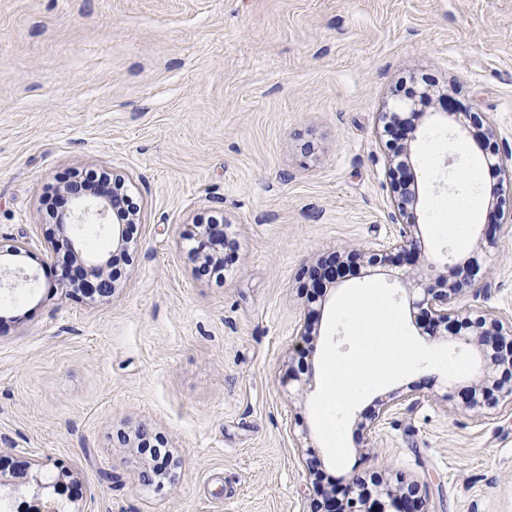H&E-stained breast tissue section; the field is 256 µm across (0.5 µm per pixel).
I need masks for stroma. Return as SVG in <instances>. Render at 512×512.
Masks as SVG:
<instances>
[{
	"label": "stroma",
	"mask_w": 512,
	"mask_h": 512,
	"mask_svg": "<svg viewBox=\"0 0 512 512\" xmlns=\"http://www.w3.org/2000/svg\"><path fill=\"white\" fill-rule=\"evenodd\" d=\"M427 76L453 90L456 116L417 103L406 134L415 235L441 273L478 257L481 291L463 306L510 320L512 223L498 222L502 175L484 160L512 149V0H0V242L28 244L0 254V468L48 458V482L65 466L80 484L61 512H311L321 486L360 476L371 493L382 474L417 482L427 512H512V413L458 411L444 395L468 378L424 369L372 393L341 469L310 410L341 286H313L306 270L397 235L380 115L407 101L403 80L417 92ZM469 112L496 129L470 155L456 149L472 143ZM88 170L125 177L144 211L112 294L94 299L60 288L48 212ZM473 191L478 217L460 237L436 207ZM214 217L237 243L220 285L192 252ZM420 271L360 261L344 284L395 286L432 346L412 305ZM401 394L360 443L358 421ZM143 436L171 450L170 478L146 481Z\"/></svg>",
	"instance_id": "obj_1"
}]
</instances>
